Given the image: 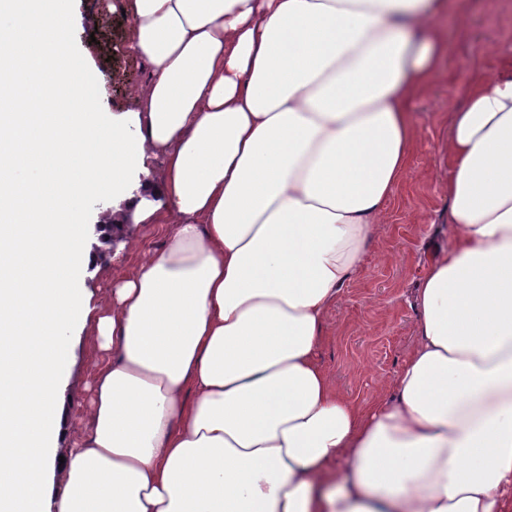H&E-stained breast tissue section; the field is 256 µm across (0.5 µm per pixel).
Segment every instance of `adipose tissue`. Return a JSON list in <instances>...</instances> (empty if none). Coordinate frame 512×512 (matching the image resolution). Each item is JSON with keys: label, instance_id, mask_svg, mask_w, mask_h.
Returning <instances> with one entry per match:
<instances>
[{"label": "adipose tissue", "instance_id": "adipose-tissue-1", "mask_svg": "<svg viewBox=\"0 0 512 512\" xmlns=\"http://www.w3.org/2000/svg\"><path fill=\"white\" fill-rule=\"evenodd\" d=\"M461 0H123L151 81L139 135L112 153L162 161L148 186L180 215L106 306L70 282L26 307L53 337L0 406V512H512V41L450 117L446 243L415 297L416 345L362 407L318 359L328 309L407 183L417 93L448 57ZM73 267L80 221L26 240ZM100 354L65 488L54 455L70 321Z\"/></svg>", "mask_w": 512, "mask_h": 512}]
</instances>
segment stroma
I'll return each instance as SVG.
<instances>
[{
    "label": "stroma",
    "mask_w": 512,
    "mask_h": 512,
    "mask_svg": "<svg viewBox=\"0 0 512 512\" xmlns=\"http://www.w3.org/2000/svg\"><path fill=\"white\" fill-rule=\"evenodd\" d=\"M121 0H75V38L94 75L112 76V92L101 99L109 115L122 116L127 134L137 129V97L148 88L146 61L128 49L132 24L123 15ZM448 40L445 61L450 73L440 76L418 95L414 110L423 127L413 148L412 174L407 188L388 206L384 223L372 225L364 243L362 268L327 313V327L318 357L335 387L363 404L390 398L392 378L417 340L415 292L424 267L441 240L434 227L448 221V167L445 142L450 114L464 103V88L477 73L475 61L495 62L503 39L512 33V0H464L461 12L444 27ZM121 199L94 208L89 221L91 258L76 273V285L103 306L114 277L132 273L144 253L162 249L155 225L137 224L139 204L164 205L162 196L146 192L144 170L159 172L161 164L144 156ZM98 357L90 327L71 328L69 372L63 388V419L55 432L57 462L50 469L45 492L54 499L64 489L65 466L60 458L80 430L85 384Z\"/></svg>",
    "instance_id": "35a3bbf8"
}]
</instances>
